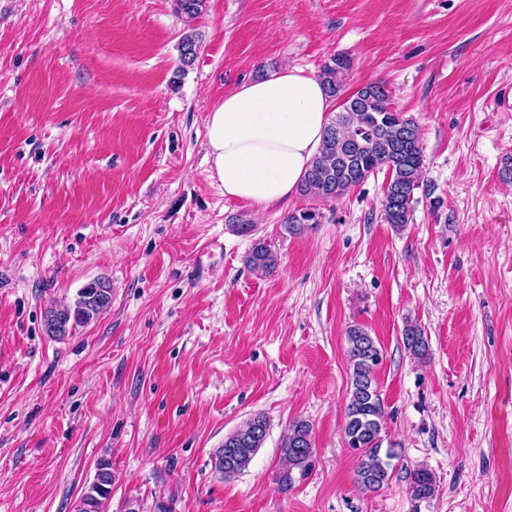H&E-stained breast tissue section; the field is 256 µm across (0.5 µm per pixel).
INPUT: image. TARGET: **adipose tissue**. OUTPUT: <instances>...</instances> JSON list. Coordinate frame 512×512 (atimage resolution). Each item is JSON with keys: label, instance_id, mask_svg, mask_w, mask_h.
Returning <instances> with one entry per match:
<instances>
[{"label": "adipose tissue", "instance_id": "obj_1", "mask_svg": "<svg viewBox=\"0 0 512 512\" xmlns=\"http://www.w3.org/2000/svg\"><path fill=\"white\" fill-rule=\"evenodd\" d=\"M333 103L320 80L282 66L241 84L209 112L208 156L225 197L268 209L300 187Z\"/></svg>", "mask_w": 512, "mask_h": 512}]
</instances>
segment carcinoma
<instances>
[{
  "mask_svg": "<svg viewBox=\"0 0 512 512\" xmlns=\"http://www.w3.org/2000/svg\"><path fill=\"white\" fill-rule=\"evenodd\" d=\"M206 4L207 0H174L175 11L189 21L199 17L206 10ZM199 48L194 30L184 32L178 45L180 72H186L193 65ZM350 68V60L339 55L330 57L321 67L319 78L328 96L333 100L341 97L343 101L339 112L330 118L300 191L317 200H336L385 168L390 172V179L383 191L381 219L400 228L411 221L415 191L420 187L424 155L419 126L414 118L391 106V91L382 81L367 83L343 96ZM321 219L320 212L309 209L287 214L283 223L290 226L319 224ZM245 263L254 270L270 273L277 268L278 258L266 240L256 238L245 256ZM103 291L112 294L108 283L94 280L78 291L72 303L49 307L47 315L62 318L63 329L54 334V338L62 339L97 319L109 307L100 301ZM402 337L405 348L414 357L421 359L428 354V340L420 325L406 322ZM346 339L351 374L344 437L356 458V483L364 491L377 492L392 480L402 447L382 434L384 401L375 378L376 367L382 360L380 347L360 325L350 326ZM269 428L267 417L261 413L247 419L224 437V443L214 452L215 470L229 477L224 471V456L231 448L234 474L245 471L262 448ZM280 450L286 464L282 482L288 485L293 470L298 469L304 475L312 466L310 425L303 420L289 423ZM408 479L414 499L433 497L436 481L432 472L419 468L409 473ZM113 481L112 464L103 458L97 464L93 482L81 495L76 512H104Z\"/></svg>",
  "mask_w": 512,
  "mask_h": 512,
  "instance_id": "obj_1",
  "label": "carcinoma"
}]
</instances>
